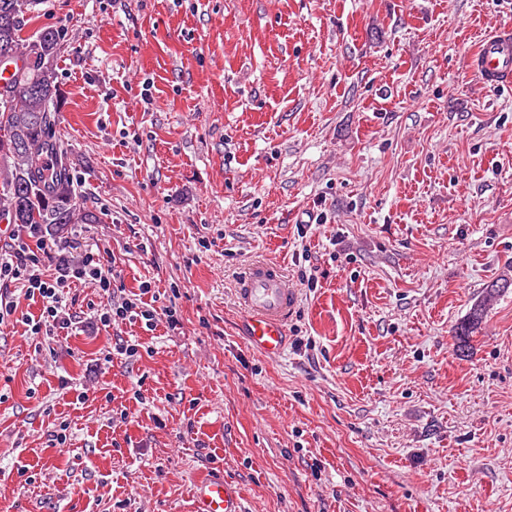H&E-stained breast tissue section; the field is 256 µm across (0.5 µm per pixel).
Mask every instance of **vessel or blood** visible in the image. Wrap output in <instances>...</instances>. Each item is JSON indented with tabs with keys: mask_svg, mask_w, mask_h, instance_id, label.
Here are the masks:
<instances>
[{
	"mask_svg": "<svg viewBox=\"0 0 512 512\" xmlns=\"http://www.w3.org/2000/svg\"><path fill=\"white\" fill-rule=\"evenodd\" d=\"M468 62L484 87L512 84V27L490 30ZM236 293L247 312L244 334L250 346L267 357H279L294 311V289L276 267L258 263L239 281ZM192 501L190 512H245L240 495L220 475L198 482Z\"/></svg>",
	"mask_w": 512,
	"mask_h": 512,
	"instance_id": "1",
	"label": "vessel or blood"
}]
</instances>
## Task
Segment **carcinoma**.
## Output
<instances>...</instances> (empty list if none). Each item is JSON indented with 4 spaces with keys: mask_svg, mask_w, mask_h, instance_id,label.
Wrapping results in <instances>:
<instances>
[{
    "mask_svg": "<svg viewBox=\"0 0 512 512\" xmlns=\"http://www.w3.org/2000/svg\"><path fill=\"white\" fill-rule=\"evenodd\" d=\"M32 0H0V55L17 64L0 86V173L7 191L0 217L11 224H38L51 237H61L69 224H90L96 215L86 209L74 188L68 153L54 139L55 102L59 90L52 62L62 32L45 28L33 40L23 36ZM512 288L506 271L487 285L482 298L455 330L458 350L487 316L490 302Z\"/></svg>",
    "mask_w": 512,
    "mask_h": 512,
    "instance_id": "1",
    "label": "carcinoma"
}]
</instances>
